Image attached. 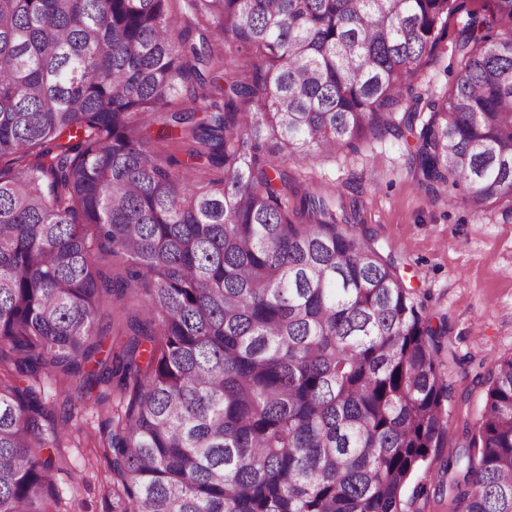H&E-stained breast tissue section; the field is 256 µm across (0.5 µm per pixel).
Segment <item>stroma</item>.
<instances>
[{"mask_svg":"<svg viewBox=\"0 0 512 512\" xmlns=\"http://www.w3.org/2000/svg\"><path fill=\"white\" fill-rule=\"evenodd\" d=\"M457 71L452 48L413 81L414 95L444 93ZM282 169L299 179L350 186L363 203L364 223L354 232L392 258L412 288L448 333L441 359L453 398L448 426L432 454L446 460L464 445L466 430L479 416L485 389L476 384L469 361L492 367L512 357V219L498 211L477 215L462 197L432 193L410 172V152L392 134L369 138L354 153L291 159ZM132 301L102 305L99 323L105 342L120 350L128 340ZM33 385L51 414L42 421L44 439H58L61 462L52 473L60 512H112V475L105 457V434L118 398L107 389L104 403L76 400L77 379L40 375Z\"/></svg>","mask_w":512,"mask_h":512,"instance_id":"stroma-1","label":"stroma"}]
</instances>
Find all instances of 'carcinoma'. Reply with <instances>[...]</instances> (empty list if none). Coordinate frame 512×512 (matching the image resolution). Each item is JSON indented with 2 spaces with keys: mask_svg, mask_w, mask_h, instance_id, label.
I'll list each match as a JSON object with an SVG mask.
<instances>
[{
  "mask_svg": "<svg viewBox=\"0 0 512 512\" xmlns=\"http://www.w3.org/2000/svg\"><path fill=\"white\" fill-rule=\"evenodd\" d=\"M169 2L0 0V512H57L41 373L121 391L112 512H404L448 424L447 328L353 233L356 200L271 157L407 133L417 182L512 215V0H183L222 85ZM462 11L458 77L421 108ZM243 57L263 67L224 68ZM177 130L190 163L153 149ZM133 292L127 349L98 358L102 303ZM476 379L448 501L512 512V358Z\"/></svg>",
  "mask_w": 512,
  "mask_h": 512,
  "instance_id": "cac0c4a2",
  "label": "carcinoma"
}]
</instances>
